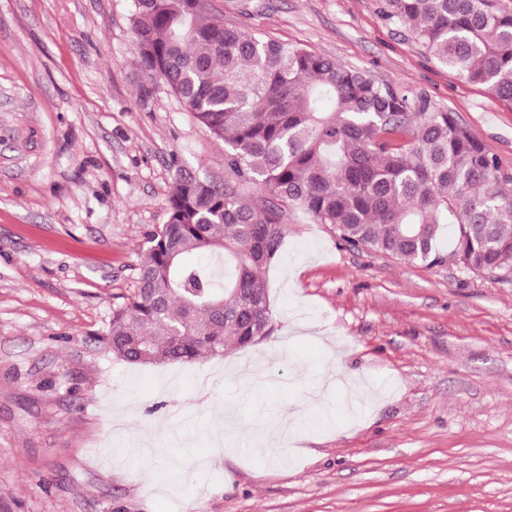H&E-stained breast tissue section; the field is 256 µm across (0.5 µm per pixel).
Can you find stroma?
<instances>
[{
	"label": "stroma",
	"mask_w": 512,
	"mask_h": 512,
	"mask_svg": "<svg viewBox=\"0 0 512 512\" xmlns=\"http://www.w3.org/2000/svg\"><path fill=\"white\" fill-rule=\"evenodd\" d=\"M205 4L455 113L512 175V107L383 0ZM132 10L0 0V512H512V276L349 247L289 207L270 336L188 363L104 347L171 159L224 178L223 141L141 101Z\"/></svg>",
	"instance_id": "1"
}]
</instances>
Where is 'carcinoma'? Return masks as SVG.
<instances>
[{
    "label": "carcinoma",
    "mask_w": 512,
    "mask_h": 512,
    "mask_svg": "<svg viewBox=\"0 0 512 512\" xmlns=\"http://www.w3.org/2000/svg\"><path fill=\"white\" fill-rule=\"evenodd\" d=\"M197 0H134L140 98L175 96L224 141L218 182L175 165L166 224L102 342L132 364L192 362L272 331L265 270L282 206L348 246L409 263L512 274V176L454 113L368 72L244 26ZM430 58L512 105V10L498 0H383ZM278 203L259 208L252 195ZM193 253L205 259L190 262Z\"/></svg>",
    "instance_id": "carcinoma-1"
}]
</instances>
